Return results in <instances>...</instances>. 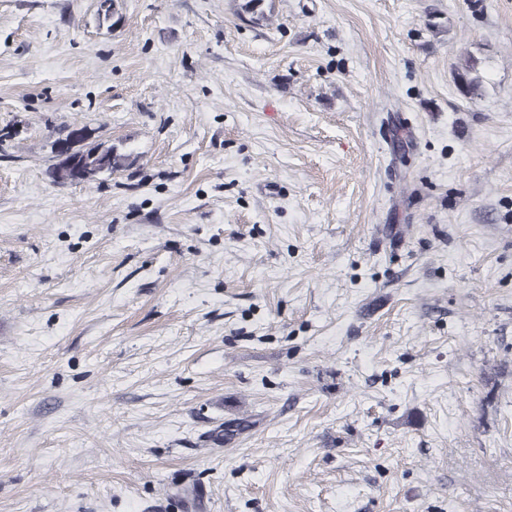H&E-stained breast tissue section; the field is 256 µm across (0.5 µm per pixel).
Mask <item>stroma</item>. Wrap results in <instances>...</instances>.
<instances>
[{
    "mask_svg": "<svg viewBox=\"0 0 512 512\" xmlns=\"http://www.w3.org/2000/svg\"><path fill=\"white\" fill-rule=\"evenodd\" d=\"M240 3L0 0V512H512V0ZM456 80L460 91L465 95L476 97L481 95L482 80L477 74L476 61L466 60L464 66L456 73ZM76 151L88 171L86 182L95 181L103 169L112 174L129 167L133 161L131 153L119 152L112 144L90 143Z\"/></svg>",
    "mask_w": 512,
    "mask_h": 512,
    "instance_id": "obj_1",
    "label": "stroma"
}]
</instances>
